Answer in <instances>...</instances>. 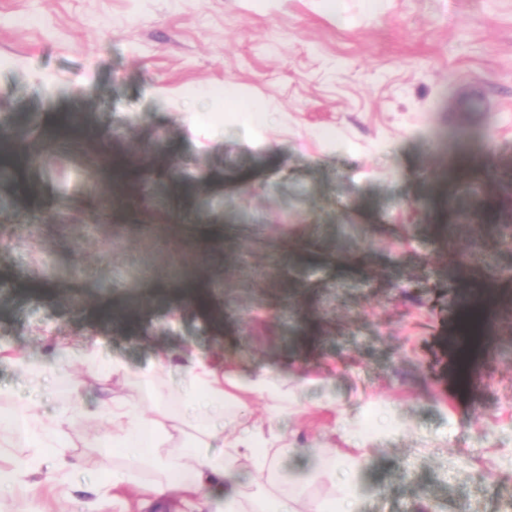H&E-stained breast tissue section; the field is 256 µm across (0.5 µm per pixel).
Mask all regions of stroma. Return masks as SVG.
<instances>
[{"instance_id":"1","label":"stroma","mask_w":512,"mask_h":512,"mask_svg":"<svg viewBox=\"0 0 512 512\" xmlns=\"http://www.w3.org/2000/svg\"><path fill=\"white\" fill-rule=\"evenodd\" d=\"M0 0V115L39 150L70 114L128 153L124 169L65 152L0 182V414L51 421L50 380L17 358L99 342L67 370L87 408L114 397L182 422L168 464L192 453L200 422L167 370L138 381L162 350L302 372L280 417L287 440L325 458L349 452L344 420L379 409L361 512H506L512 502V0ZM250 96L202 120L211 91ZM269 103L278 152L243 146L235 114ZM336 135L328 149L318 134ZM251 187L239 197L237 186ZM488 199L483 223L463 215ZM180 205L187 236L222 241L202 264L141 224ZM495 303L472 384L459 387L451 338L473 281ZM128 377L114 376L112 360ZM68 465L0 429V469L39 465L44 512H124L162 480L94 421L63 426ZM130 481L112 500V475ZM247 494L291 495L296 512L340 498L346 471L306 482L302 464L240 461Z\"/></svg>"}]
</instances>
